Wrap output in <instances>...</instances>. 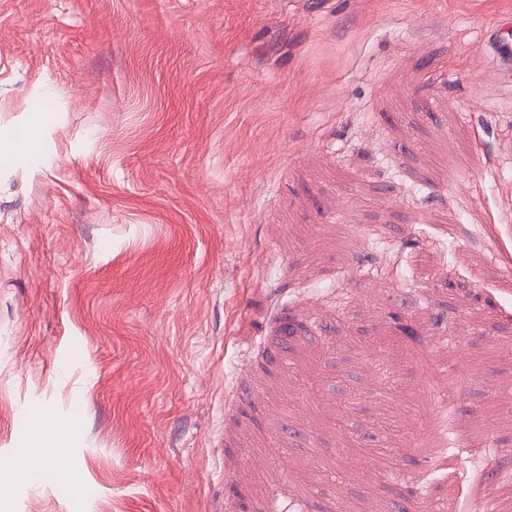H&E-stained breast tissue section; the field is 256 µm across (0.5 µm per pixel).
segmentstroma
<instances>
[{
    "label": "stroma",
    "mask_w": 512,
    "mask_h": 512,
    "mask_svg": "<svg viewBox=\"0 0 512 512\" xmlns=\"http://www.w3.org/2000/svg\"><path fill=\"white\" fill-rule=\"evenodd\" d=\"M508 20L0 0V148L34 142L0 165V460L41 450L40 414L69 467L0 476V512H512V85L485 46ZM463 369L480 391L449 389ZM30 432L34 437L51 436L60 439L65 435V425L58 421H51L44 416H32ZM456 435L462 444L472 447L471 449H480L474 447L483 445L487 439L488 429L479 421L464 420L458 423Z\"/></svg>",
    "instance_id": "35a3bbf8"
}]
</instances>
